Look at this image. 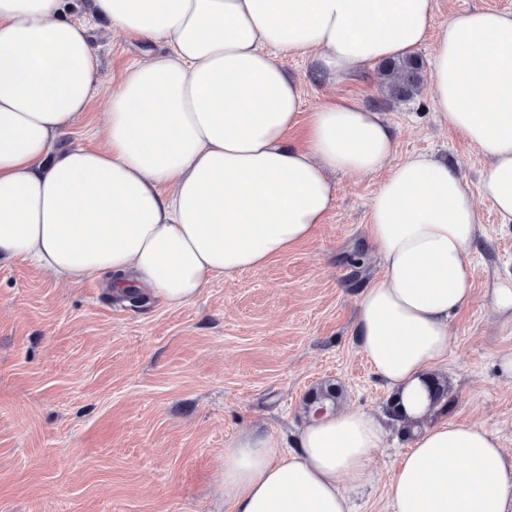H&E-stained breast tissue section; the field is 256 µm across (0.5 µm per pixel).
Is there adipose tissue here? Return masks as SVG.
<instances>
[{"label": "adipose tissue", "mask_w": 512, "mask_h": 512, "mask_svg": "<svg viewBox=\"0 0 512 512\" xmlns=\"http://www.w3.org/2000/svg\"><path fill=\"white\" fill-rule=\"evenodd\" d=\"M113 34L153 50L121 78L103 147L55 152L107 81L73 0H0V258L78 284L110 274L172 306L216 278L258 270L312 238L335 203L334 173L381 175L367 233L383 273L356 311L360 347L408 416L448 357L471 295L477 199L512 224V13L473 9L431 32L433 0H91ZM434 38L431 91L448 131L486 160L477 194L426 155L391 163L379 112L336 95L301 114L279 57L327 81ZM304 125L307 143L286 136ZM384 427L344 410L306 422L284 450L250 431L224 450L230 512H350ZM392 512H512V456L483 427H425L387 488Z\"/></svg>", "instance_id": "obj_1"}]
</instances>
